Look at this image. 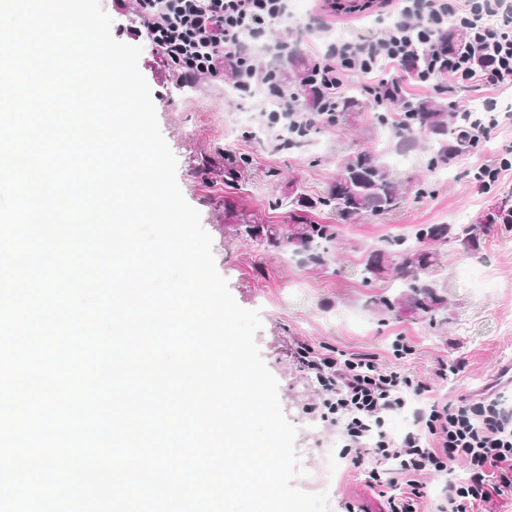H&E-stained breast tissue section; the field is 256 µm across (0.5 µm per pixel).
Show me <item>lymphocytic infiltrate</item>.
I'll list each match as a JSON object with an SVG mask.
<instances>
[{"label":"lymphocytic infiltrate","instance_id":"f902f5d3","mask_svg":"<svg viewBox=\"0 0 512 512\" xmlns=\"http://www.w3.org/2000/svg\"><path fill=\"white\" fill-rule=\"evenodd\" d=\"M492 2L400 0L380 36L325 44L313 60V78L328 94V111L352 76L364 79L375 104L409 98L411 76L449 95L453 110L457 89L472 81L488 88L512 82V11ZM134 8L179 80L218 77L225 57H234L232 88L264 112L278 146L299 142L315 127V117L298 110L296 89L274 81V66L261 71L255 64L259 46L287 54L288 43L269 41L267 33L287 15L289 0H134ZM418 44L424 67L413 74L406 61ZM496 108L490 99L483 111H463L456 140L479 146L500 124ZM295 355L321 388L324 420L344 438L340 459L378 489L385 512H418L428 478L451 474L460 462L468 476L449 484L435 512H473L478 502L512 496V406L502 396L438 400L428 383L383 366L373 353L321 352L301 343ZM405 414L410 426L392 435L389 423Z\"/></svg>","mask_w":512,"mask_h":512}]
</instances>
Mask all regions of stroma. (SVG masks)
Listing matches in <instances>:
<instances>
[{
    "instance_id": "obj_1",
    "label": "stroma",
    "mask_w": 512,
    "mask_h": 512,
    "mask_svg": "<svg viewBox=\"0 0 512 512\" xmlns=\"http://www.w3.org/2000/svg\"><path fill=\"white\" fill-rule=\"evenodd\" d=\"M112 19L119 41L140 46L139 69L152 92L163 136L178 160L177 180L186 201L201 214L212 237L218 272L227 280L235 301L259 310L262 327L256 334L261 357L277 379L279 399L295 425L299 463L306 474L296 487L327 495L328 512H344L347 501L366 512H383L385 501L367 487L364 475L337 465L336 476L321 484L327 450H338L334 427L307 414L318 402L319 387L293 356L296 342L315 348L376 354L385 366L420 377L434 394L455 401L498 384L512 397V385L499 383L512 363V226L497 224L484 232L481 248L469 253L456 242L442 248L444 260L434 277L448 297L447 310L416 320L394 319L369 306L371 296L390 293L389 284H367L361 269L365 256L386 247L390 238H413L421 224H470L501 198L512 195V170L502 172L491 187L475 185V166L489 161L512 163V128L491 132L477 151L449 164L431 166L433 138L420 136L407 162L394 164L398 140L390 126L379 123L378 109L351 78L347 93L361 104L350 124L315 126L300 147L273 150L260 128L252 102L232 95L224 81L201 77L189 89L178 80L164 57L145 35L131 0H99ZM318 9L308 0L307 13L291 26L273 25L269 37L285 41L307 59L323 42L306 28V16ZM369 151L387 164L401 183L405 198L392 213L345 225L340 246L319 268L302 263L285 249H267L246 241L224 217V202L260 213L274 224L286 223L288 189L297 187L317 197L336 179L345 162ZM235 162L236 186L224 183V165ZM406 337L411 355L392 354L396 337ZM459 364V373H440L441 365Z\"/></svg>"
}]
</instances>
